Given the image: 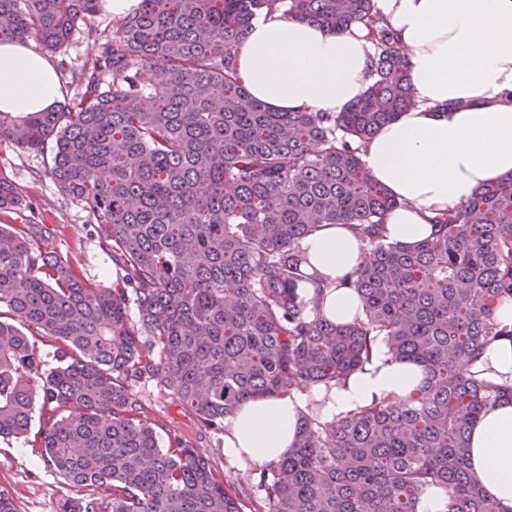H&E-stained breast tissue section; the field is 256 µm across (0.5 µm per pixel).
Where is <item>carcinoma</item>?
Listing matches in <instances>:
<instances>
[{
    "label": "carcinoma",
    "instance_id": "1",
    "mask_svg": "<svg viewBox=\"0 0 512 512\" xmlns=\"http://www.w3.org/2000/svg\"><path fill=\"white\" fill-rule=\"evenodd\" d=\"M100 4L0 0V41L59 50ZM264 12L336 33L364 25V94L336 113L272 112L251 97L236 51ZM380 22L376 0H141L95 42L72 102L0 112V139L55 142L49 175L126 271L123 286L95 288L49 250V228L0 225V439L28 433L40 408L41 459L88 490L62 512H243L206 457L176 436L159 446L128 381L160 372L221 424L248 400L343 383L380 339L422 367L423 387L331 423L302 416L288 454L260 466L267 512H417L429 485L448 512H499L467 457L470 424L505 389L465 365L512 336L494 318L512 298V176L434 216L419 243L387 241L398 203L361 150L415 98ZM20 202L0 178V209ZM321 223L351 226L365 247L341 282L363 307L349 324L300 297V242ZM38 336L60 342L57 367Z\"/></svg>",
    "mask_w": 512,
    "mask_h": 512
}]
</instances>
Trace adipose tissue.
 I'll use <instances>...</instances> for the list:
<instances>
[{"instance_id":"1","label":"adipose tissue","mask_w":512,"mask_h":512,"mask_svg":"<svg viewBox=\"0 0 512 512\" xmlns=\"http://www.w3.org/2000/svg\"><path fill=\"white\" fill-rule=\"evenodd\" d=\"M407 57L416 105L382 127L362 150L371 178L397 200L386 217L389 241L414 244L431 217L512 175V0H377ZM373 50L363 31L336 34L281 14L260 15L237 50L249 94L275 112H339L370 83ZM61 98L51 62L22 41H0V112L54 109ZM315 281L304 301L336 323L362 315L341 282L360 264L362 244L342 224H323L302 241ZM512 387V336L492 341L468 366ZM420 366L376 345L344 383L242 404L229 418L224 452L258 465L278 460L296 440L309 399L326 421L379 401L397 405L423 383ZM469 465L487 498L512 512V398L502 397L469 429Z\"/></svg>"}]
</instances>
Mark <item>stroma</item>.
Returning <instances> with one entry per match:
<instances>
[{
  "label": "stroma",
  "instance_id": "stroma-1",
  "mask_svg": "<svg viewBox=\"0 0 512 512\" xmlns=\"http://www.w3.org/2000/svg\"><path fill=\"white\" fill-rule=\"evenodd\" d=\"M116 25L111 14L98 12L78 24L61 50L48 53L58 75L62 102H70L80 92V74L93 54L95 40L111 34ZM51 165V148L33 151L0 140V177L11 182L22 199L16 208L0 210V225L42 224L51 228L53 249L83 280L95 287H115L123 279V270L97 238L93 216L51 180ZM129 391L139 404L140 418L150 423L160 437L178 435L208 459L216 475L232 473L245 512H264L265 492L258 485V474L254 467L225 456L223 427L199 419L180 402L163 376L144 374L130 382ZM40 445L41 439L34 431L0 440V488L10 491L18 512H59L63 500L78 494L35 455Z\"/></svg>",
  "mask_w": 512,
  "mask_h": 512
}]
</instances>
